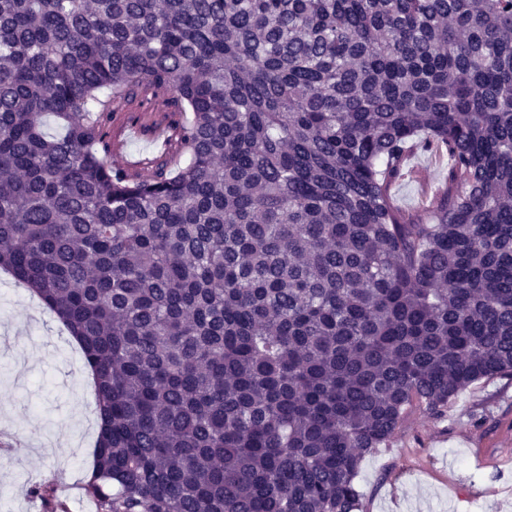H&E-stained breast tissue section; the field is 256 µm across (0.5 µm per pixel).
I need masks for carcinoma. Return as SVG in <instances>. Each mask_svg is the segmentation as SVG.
I'll list each match as a JSON object with an SVG mask.
<instances>
[{"instance_id": "carcinoma-1", "label": "carcinoma", "mask_w": 512, "mask_h": 512, "mask_svg": "<svg viewBox=\"0 0 512 512\" xmlns=\"http://www.w3.org/2000/svg\"><path fill=\"white\" fill-rule=\"evenodd\" d=\"M0 269L96 376L95 512H360L407 409L512 378V0H0ZM123 117L121 131L115 136L112 134V155H120L122 158H125L127 153L129 156L139 158L151 155L155 148L151 137L144 134L134 136L128 141L126 153L127 137L124 136V133L128 131L129 134L135 135L139 126L137 124H128L124 115ZM407 155L410 157L404 160L399 174L391 182L396 181L393 191L397 203L406 210H413L422 199L434 194L448 180V169L440 167L432 154L419 148H410ZM431 178L432 192L425 196Z\"/></svg>"}]
</instances>
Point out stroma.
<instances>
[{
  "instance_id": "1",
  "label": "stroma",
  "mask_w": 512,
  "mask_h": 512,
  "mask_svg": "<svg viewBox=\"0 0 512 512\" xmlns=\"http://www.w3.org/2000/svg\"><path fill=\"white\" fill-rule=\"evenodd\" d=\"M447 168L410 148L395 178L412 210ZM81 352L63 324L27 288L0 272V429L17 448L0 453V512H25L29 488L46 479L81 484L98 432ZM489 409L480 426L472 413ZM361 512H512V380L462 391L439 420L411 413L392 442L366 456L355 479Z\"/></svg>"
}]
</instances>
